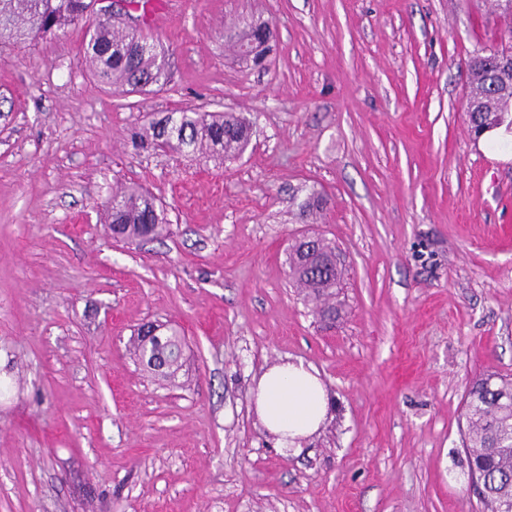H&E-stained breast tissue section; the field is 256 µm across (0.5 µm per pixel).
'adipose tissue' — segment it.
I'll return each instance as SVG.
<instances>
[{
	"mask_svg": "<svg viewBox=\"0 0 512 512\" xmlns=\"http://www.w3.org/2000/svg\"><path fill=\"white\" fill-rule=\"evenodd\" d=\"M255 409L283 453L302 448L317 433L329 410L318 372L303 362H285L265 370L256 382Z\"/></svg>",
	"mask_w": 512,
	"mask_h": 512,
	"instance_id": "ef3b65f1",
	"label": "adipose tissue"
}]
</instances>
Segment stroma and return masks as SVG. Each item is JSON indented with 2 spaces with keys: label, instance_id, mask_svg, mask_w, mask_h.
Listing matches in <instances>:
<instances>
[{
  "label": "stroma",
  "instance_id": "stroma-1",
  "mask_svg": "<svg viewBox=\"0 0 512 512\" xmlns=\"http://www.w3.org/2000/svg\"><path fill=\"white\" fill-rule=\"evenodd\" d=\"M257 16L261 68L225 42ZM502 21L497 0H176L145 30L149 93L100 83L79 29L0 48V512H483L464 397L512 375V158L468 131L466 63ZM187 110L249 121L246 150L135 148ZM134 185L170 224L117 242L105 205ZM305 235L343 264L329 325L290 275ZM145 322L184 334L175 379L138 364ZM298 360L331 409L286 455L254 387Z\"/></svg>",
  "mask_w": 512,
  "mask_h": 512
}]
</instances>
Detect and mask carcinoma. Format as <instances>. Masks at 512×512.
Returning a JSON list of instances; mask_svg holds the SVG:
<instances>
[{"mask_svg":"<svg viewBox=\"0 0 512 512\" xmlns=\"http://www.w3.org/2000/svg\"><path fill=\"white\" fill-rule=\"evenodd\" d=\"M90 0H0V43H24L38 25L46 31L67 35L83 25L89 35L86 52L96 76L110 86L126 87L131 92L167 82L164 51L148 40L142 30L122 27L113 21H91ZM264 44L259 32L244 34L233 42L238 55L258 62ZM466 94V112L472 129L480 128L491 116L504 119L512 127V67L495 82H488L481 55L471 57ZM180 128L184 137L175 136L162 123H153L141 136L145 148H172L190 153L205 152L228 157L246 149L251 128L231 113L183 112ZM303 216L324 210L323 195L314 192L298 204ZM107 221L112 235L121 239H145L161 234L168 219L157 209L155 199L137 188L112 196L107 207ZM289 266L296 284L317 303L319 316L336 314V307L326 303L336 287L338 269L334 248L323 238L312 237L292 247ZM182 336L172 329L163 346L137 345L135 355L142 366L172 377L182 366L176 353ZM465 448L469 472L483 475L477 485L488 512H512V379L489 375L473 383L465 400Z\"/></svg>","mask_w":512,"mask_h":512,"instance_id":"obj_1","label":"carcinoma"}]
</instances>
